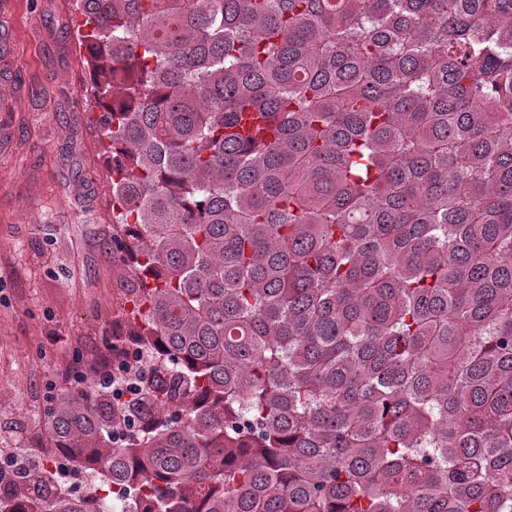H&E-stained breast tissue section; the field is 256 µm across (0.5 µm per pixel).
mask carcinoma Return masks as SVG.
<instances>
[{
    "label": "carcinoma",
    "mask_w": 512,
    "mask_h": 512,
    "mask_svg": "<svg viewBox=\"0 0 512 512\" xmlns=\"http://www.w3.org/2000/svg\"><path fill=\"white\" fill-rule=\"evenodd\" d=\"M75 10L131 311L0 512H512V0Z\"/></svg>",
    "instance_id": "obj_1"
}]
</instances>
